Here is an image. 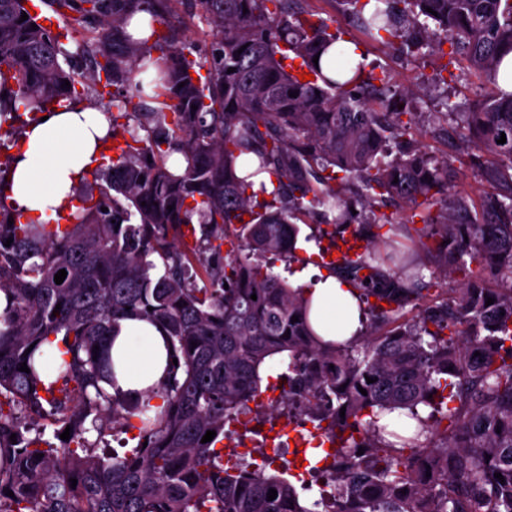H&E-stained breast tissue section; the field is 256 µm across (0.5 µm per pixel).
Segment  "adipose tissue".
Segmentation results:
<instances>
[{"mask_svg": "<svg viewBox=\"0 0 512 512\" xmlns=\"http://www.w3.org/2000/svg\"><path fill=\"white\" fill-rule=\"evenodd\" d=\"M109 124L99 111L77 105L52 110L45 121L30 122L14 156L8 190L23 220L46 223L68 213L83 173L101 161ZM310 321L324 340L345 343L359 337L365 317L356 291L331 270L312 288ZM113 390L138 396L168 380L169 353L161 326L149 319L121 320L110 349Z\"/></svg>", "mask_w": 512, "mask_h": 512, "instance_id": "obj_1", "label": "adipose tissue"}]
</instances>
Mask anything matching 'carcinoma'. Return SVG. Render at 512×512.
Here are the masks:
<instances>
[{
    "instance_id": "obj_1",
    "label": "carcinoma",
    "mask_w": 512,
    "mask_h": 512,
    "mask_svg": "<svg viewBox=\"0 0 512 512\" xmlns=\"http://www.w3.org/2000/svg\"><path fill=\"white\" fill-rule=\"evenodd\" d=\"M28 2L0 0V127L100 97L102 82L114 88L115 147L64 224L21 222L5 192L13 156L0 160V512H512V94L462 113L495 188L475 212L451 192L453 163L407 138L412 91L391 97L387 74L345 58L330 77L314 65L341 34L300 0H198L211 36L202 49L184 39L175 0H51L87 33L86 72ZM344 2L379 44L435 24L437 54L466 59L492 86L500 50L512 51V0ZM140 12L151 33L135 39L127 25ZM303 70L314 79L299 80ZM121 119L136 123L127 137ZM262 172L277 187L259 200L249 178ZM389 199L403 218L382 211ZM307 219L361 243L327 262L370 318L343 346L321 342L303 289L264 264L295 258ZM132 314L163 326L177 364L163 387L126 398L99 382L112 377L106 343ZM277 354L288 372L265 407L261 372ZM285 408L320 443L303 449L323 483L310 507L286 471L226 462L217 447L226 423ZM397 410L417 426L393 442L379 421ZM117 427L136 431L121 457L101 446Z\"/></svg>"
}]
</instances>
